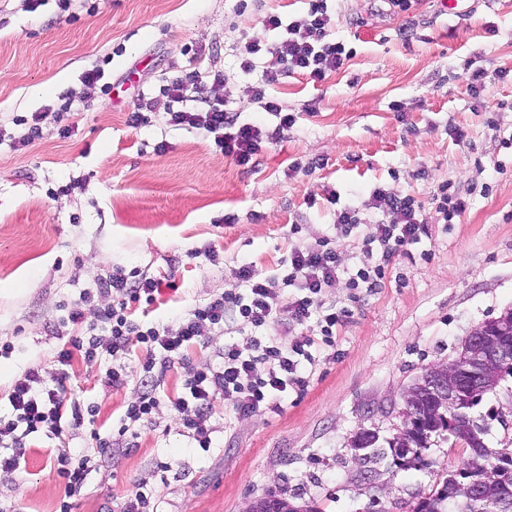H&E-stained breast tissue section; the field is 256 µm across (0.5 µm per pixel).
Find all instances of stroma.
I'll return each instance as SVG.
<instances>
[{"label": "stroma", "instance_id": "stroma-1", "mask_svg": "<svg viewBox=\"0 0 512 512\" xmlns=\"http://www.w3.org/2000/svg\"><path fill=\"white\" fill-rule=\"evenodd\" d=\"M307 8L308 0H68L63 9L42 0L32 9L28 0H0V412L9 413L10 388L29 367L52 368L63 337L84 334V325L61 326L66 306L113 269L174 277L176 289L162 288L157 303L134 314L161 324L237 289L240 262L269 277L294 246L320 238L335 240L349 271L374 263L363 242L380 218L367 206L375 189L414 196L428 231L393 259L382 288L356 302L346 279L327 289L324 300L349 314L333 346H321L307 388L290 392L281 410L244 420L217 403L209 449L197 448L164 404L118 436L140 382V350L126 356L132 376L118 390L100 383L111 357L74 358L71 388L100 409L98 437L85 428L65 437L75 453L97 459L75 512H120L139 489L150 495L146 512H245L270 492L322 512H367L375 498L386 512H412L462 465V453L442 441L416 469L390 458L365 465L351 441L364 430L392 436L415 379L512 309V0H470L468 16L455 20L441 0L400 15L384 0H332L330 34L353 56L320 85L295 74L274 87L296 123L249 172L205 130L169 125L165 97L145 125H127L138 91H157L189 60L242 121L274 124L250 100L260 73L242 72L240 41H277L265 16ZM92 68L103 70L108 93L82 84ZM476 69L487 75L477 96L467 81ZM64 95L72 136L61 138L49 119L38 139L15 148L24 132L17 118L55 111ZM314 158L325 166L290 172ZM445 181L468 202L450 224L434 200ZM348 207L364 222L344 236L336 219ZM228 212L237 223H223ZM475 412L491 417L489 450L512 448L511 377ZM102 438L111 453L100 454ZM55 446L32 439L20 469L0 475V501L57 512L65 485Z\"/></svg>", "mask_w": 512, "mask_h": 512}]
</instances>
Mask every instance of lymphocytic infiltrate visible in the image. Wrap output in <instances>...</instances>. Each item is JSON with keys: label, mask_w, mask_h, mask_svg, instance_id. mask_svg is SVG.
<instances>
[{"label": "lymphocytic infiltrate", "mask_w": 512, "mask_h": 512, "mask_svg": "<svg viewBox=\"0 0 512 512\" xmlns=\"http://www.w3.org/2000/svg\"><path fill=\"white\" fill-rule=\"evenodd\" d=\"M265 24L283 30V37L273 44L246 38L240 67L252 72L256 59L265 57L262 78L249 93L262 111L276 118L275 126L241 122L238 112L208 96L190 65L164 77L160 88L171 104L169 125L205 130L217 149L247 168L255 167L263 148L296 122L271 95V87L294 74L321 84L353 56L343 41L329 33L332 17L327 0H309L307 11L288 21L269 14ZM368 206L382 215L368 238L369 243L378 244L381 256L377 264L348 274V282L351 288L372 292L381 286L391 259L418 243L426 225L419 218L416 199L408 194L378 189ZM344 273L339 252L330 239L323 238L293 247L280 276L260 278L251 264H241L234 270L240 291L216 293L172 323L148 326L134 319V308L154 303L160 279L136 268L116 269L101 284V294L111 302L97 310L100 332L70 337L56 351L54 369L32 367L12 386L10 411L0 415V471L19 469L29 437L41 434L57 440V474L67 494L59 512H73L71 498L85 486L94 462L88 456H74L64 444L65 435L71 429L95 425L99 415L95 403L67 393L69 367L77 355L91 363L105 354L118 357L140 348V384L120 421L117 434L121 437L131 425L150 420L163 401L201 448L212 443L210 419L218 400L231 401L239 419L279 410L289 391L306 386L304 366L314 363V349L333 343L346 312L322 303L320 296ZM229 330H247L251 336L246 345H225L219 366H188L190 347L203 343L209 332ZM288 335L293 338L291 346H279L278 337ZM177 364L185 367L181 389L173 397L162 398L164 377Z\"/></svg>", "instance_id": "obj_1"}]
</instances>
